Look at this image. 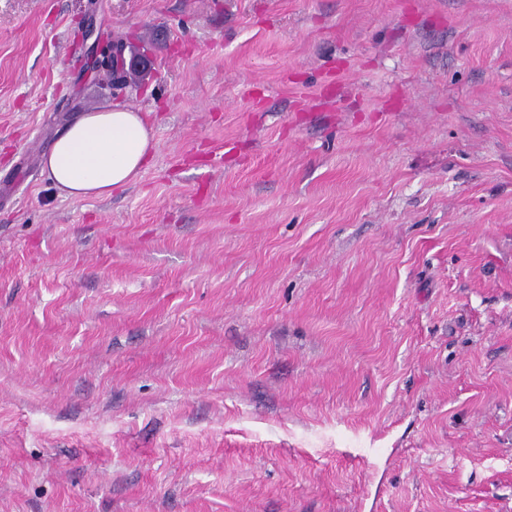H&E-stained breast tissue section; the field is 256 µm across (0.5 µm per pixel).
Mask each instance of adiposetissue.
Listing matches in <instances>:
<instances>
[{
  "mask_svg": "<svg viewBox=\"0 0 512 512\" xmlns=\"http://www.w3.org/2000/svg\"><path fill=\"white\" fill-rule=\"evenodd\" d=\"M154 149L141 112L115 105L83 114L53 143L43 168L64 197L111 195L134 182Z\"/></svg>",
  "mask_w": 512,
  "mask_h": 512,
  "instance_id": "obj_1",
  "label": "adipose tissue"
}]
</instances>
